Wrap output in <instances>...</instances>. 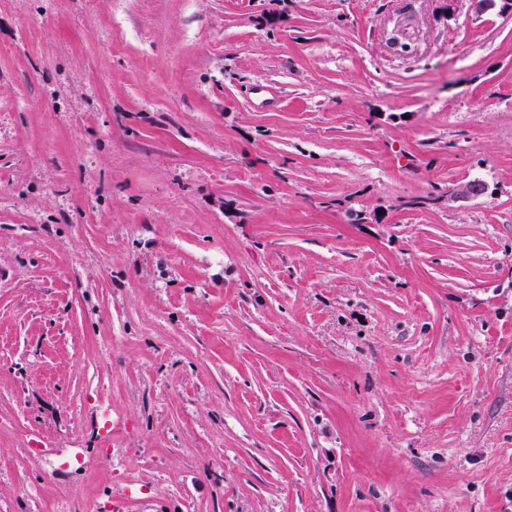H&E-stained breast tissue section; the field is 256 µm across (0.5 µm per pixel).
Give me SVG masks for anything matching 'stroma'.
<instances>
[{
  "label": "stroma",
  "instance_id": "35a3bbf8",
  "mask_svg": "<svg viewBox=\"0 0 512 512\" xmlns=\"http://www.w3.org/2000/svg\"><path fill=\"white\" fill-rule=\"evenodd\" d=\"M0 512H512V13L0 0ZM488 185L482 181L469 180L448 189V201H469L484 198Z\"/></svg>",
  "mask_w": 512,
  "mask_h": 512
}]
</instances>
